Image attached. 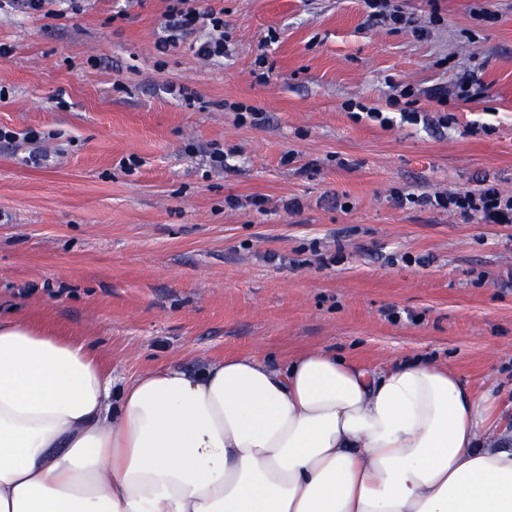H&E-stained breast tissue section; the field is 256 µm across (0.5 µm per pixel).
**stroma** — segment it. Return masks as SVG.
<instances>
[{
  "instance_id": "stroma-1",
  "label": "stroma",
  "mask_w": 512,
  "mask_h": 512,
  "mask_svg": "<svg viewBox=\"0 0 512 512\" xmlns=\"http://www.w3.org/2000/svg\"><path fill=\"white\" fill-rule=\"evenodd\" d=\"M396 3L417 30L371 25L365 0H213L228 50L205 61L202 22L156 50L166 0H0V127L48 154L0 143V316L87 337L125 379L246 352L427 355L493 390L512 446V227L392 199L512 191V0ZM462 79L480 98L427 95Z\"/></svg>"
}]
</instances>
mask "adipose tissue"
Instances as JSON below:
<instances>
[{
  "instance_id": "ef3b65f1",
  "label": "adipose tissue",
  "mask_w": 512,
  "mask_h": 512,
  "mask_svg": "<svg viewBox=\"0 0 512 512\" xmlns=\"http://www.w3.org/2000/svg\"><path fill=\"white\" fill-rule=\"evenodd\" d=\"M500 410L447 364L324 347L113 378L0 318V512H512Z\"/></svg>"
}]
</instances>
